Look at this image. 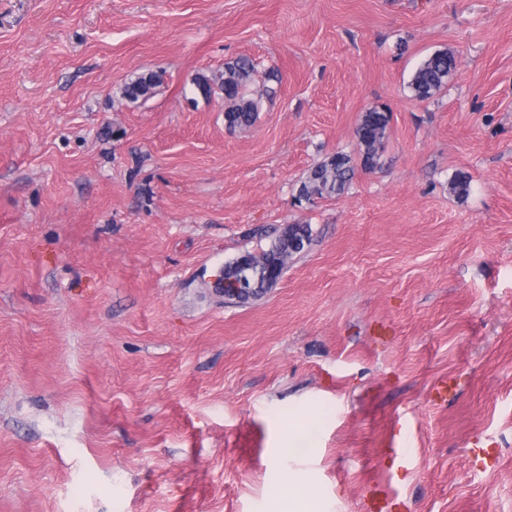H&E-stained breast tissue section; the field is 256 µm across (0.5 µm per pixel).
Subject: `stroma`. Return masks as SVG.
<instances>
[{"instance_id":"stroma-1","label":"stroma","mask_w":512,"mask_h":512,"mask_svg":"<svg viewBox=\"0 0 512 512\" xmlns=\"http://www.w3.org/2000/svg\"><path fill=\"white\" fill-rule=\"evenodd\" d=\"M240 56L278 77L230 129L193 80ZM370 107L379 167L297 205ZM291 469L311 512H512V0H0V512H288ZM456 69V56L448 49L429 54L419 64L408 83L412 96L419 101L433 98L447 86L448 78ZM162 82L161 75L157 73H148L137 77L124 84L122 95L130 102L150 97L154 89ZM296 240L301 242L306 240V246H309L313 240L311 225L288 224V226L275 233L265 249L244 252L251 256L249 272L251 275L250 288H252V299L266 293L265 273L269 265L273 264L278 269L268 273V280L277 284L280 280V274L282 276L288 263V259L304 251L306 246L302 247V249H297V246L294 245ZM222 285L224 288V298L227 300L231 299L230 303H241V299L249 295L250 292V288H246L244 276H241L239 280H224ZM393 502L387 492L375 484L367 490L364 498V510L367 512H389L396 505Z\"/></svg>"}]
</instances>
